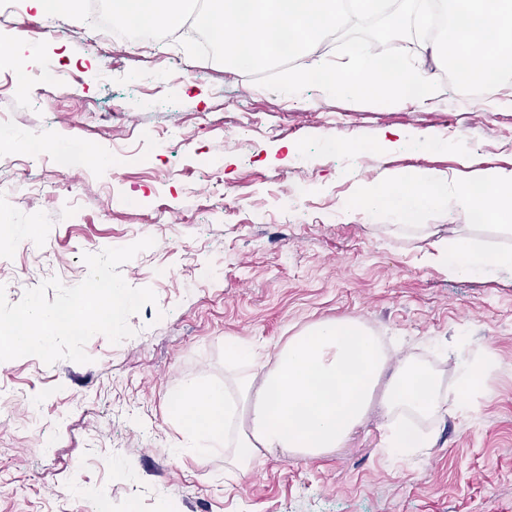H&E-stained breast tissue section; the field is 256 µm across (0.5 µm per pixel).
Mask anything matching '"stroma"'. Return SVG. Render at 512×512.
Masks as SVG:
<instances>
[{
  "label": "stroma",
  "mask_w": 512,
  "mask_h": 512,
  "mask_svg": "<svg viewBox=\"0 0 512 512\" xmlns=\"http://www.w3.org/2000/svg\"><path fill=\"white\" fill-rule=\"evenodd\" d=\"M17 7L0 16L10 59L31 73L79 65L76 79L19 91L0 68L4 129L40 137L45 157L28 171L59 194L0 196L9 223L31 225L33 245L8 247L0 284L10 302L55 277L73 286L81 256L154 238L123 264L132 287L156 304L128 323L135 334L86 344L87 363L0 362V512H512V273L449 275L435 245L450 230L488 250L512 249V231L467 212L393 215L359 208L369 182L407 170L476 181L512 169V106L497 91L460 93L437 73L435 104L385 108L323 96L298 99L204 60L192 77L174 66L177 40L88 49L84 25L55 39ZM181 140L156 144L167 129ZM407 140L380 152L383 135ZM440 141L420 147L417 136ZM344 150L325 154V139ZM100 148L107 168L55 163L60 143ZM350 317L392 338L393 360L442 372L465 389L464 369L494 368L465 410L417 421L430 446L392 456L385 417L371 411L345 444L300 459L262 454L247 469L218 452L197 458L173 399L185 381L235 385L226 337L266 363L314 322ZM39 403L32 411L31 403Z\"/></svg>",
  "instance_id": "stroma-1"
}]
</instances>
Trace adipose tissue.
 I'll use <instances>...</instances> for the list:
<instances>
[{"instance_id":"ef3b65f1","label":"adipose tissue","mask_w":512,"mask_h":512,"mask_svg":"<svg viewBox=\"0 0 512 512\" xmlns=\"http://www.w3.org/2000/svg\"><path fill=\"white\" fill-rule=\"evenodd\" d=\"M452 201L470 213L511 218L512 170L486 172L478 186L441 172H396L356 204L407 215L444 210ZM439 249L452 275L512 271L511 249L489 252L464 235L440 241ZM224 345L235 363L251 368L237 385L241 409L229 406L226 387L191 381L181 389L178 412L201 458L227 448L233 462L242 464L261 453L316 458L341 447L375 408L387 421L388 447L417 451L427 442L414 419L446 411L452 402L439 378L406 362L390 364L367 328L351 319L308 326L289 338L270 365L238 338H226Z\"/></svg>"}]
</instances>
